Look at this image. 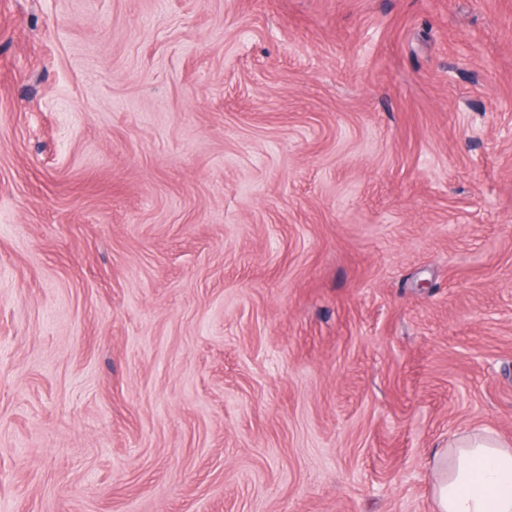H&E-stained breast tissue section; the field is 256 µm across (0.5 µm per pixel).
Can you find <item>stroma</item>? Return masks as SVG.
Masks as SVG:
<instances>
[{"label":"stroma","mask_w":512,"mask_h":512,"mask_svg":"<svg viewBox=\"0 0 512 512\" xmlns=\"http://www.w3.org/2000/svg\"><path fill=\"white\" fill-rule=\"evenodd\" d=\"M507 126L512 0H0V512H434Z\"/></svg>","instance_id":"1"}]
</instances>
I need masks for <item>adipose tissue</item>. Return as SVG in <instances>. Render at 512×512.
<instances>
[{"mask_svg": "<svg viewBox=\"0 0 512 512\" xmlns=\"http://www.w3.org/2000/svg\"><path fill=\"white\" fill-rule=\"evenodd\" d=\"M436 512H512V446L466 434L429 459Z\"/></svg>", "mask_w": 512, "mask_h": 512, "instance_id": "adipose-tissue-1", "label": "adipose tissue"}]
</instances>
